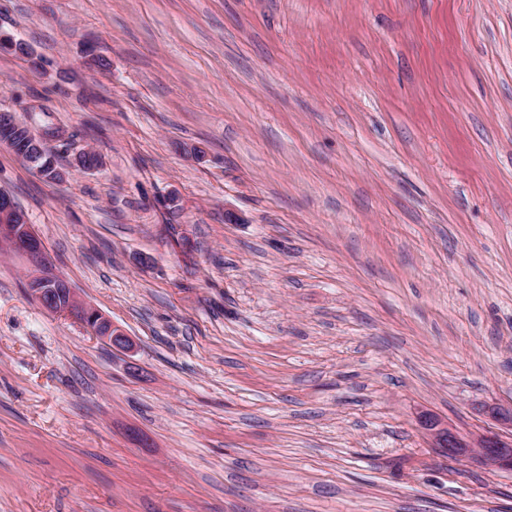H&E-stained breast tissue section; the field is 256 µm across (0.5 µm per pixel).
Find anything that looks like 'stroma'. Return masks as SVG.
<instances>
[{
    "label": "stroma",
    "instance_id": "35a3bbf8",
    "mask_svg": "<svg viewBox=\"0 0 512 512\" xmlns=\"http://www.w3.org/2000/svg\"><path fill=\"white\" fill-rule=\"evenodd\" d=\"M0 512H512V0H0ZM105 66L93 63V56ZM85 152L97 169L79 167ZM33 140V145L41 149V146H47V142L44 138L36 137L31 131L29 126L19 120L15 113H4L3 117H0V144L7 145L16 155H18L19 143H24L27 139ZM22 141V142H20ZM22 158L30 167L35 169L40 175L44 176V172H50L56 170L54 164V154L50 148H47L43 155L38 158V166H42L43 171L40 168L35 167L33 160L29 159L28 154L19 153L18 155ZM0 239L8 241L28 261V290L44 309L74 318L85 325L96 339L113 348H130V340L122 329L98 310L75 298L66 279L56 271L50 255L33 231L25 213L5 193H0ZM57 288L68 291V302L67 292L59 296L60 301L66 304L59 303L55 297ZM89 315H93L94 319L90 325L85 322ZM419 424L430 437L432 447L440 448L448 456L472 457L487 466L512 468V440L507 442L497 435L486 434L472 442L430 413L421 414Z\"/></svg>",
    "mask_w": 512,
    "mask_h": 512
}]
</instances>
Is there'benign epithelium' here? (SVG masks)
<instances>
[{
  "label": "benign epithelium",
  "instance_id": "benign-epithelium-1",
  "mask_svg": "<svg viewBox=\"0 0 512 512\" xmlns=\"http://www.w3.org/2000/svg\"><path fill=\"white\" fill-rule=\"evenodd\" d=\"M28 139L33 140V145L37 147L47 145L45 139L35 136L14 113L0 117V144L7 145L15 152L19 143ZM0 239L8 241L28 261V290L44 309L65 314L82 324L91 315L94 323L88 325V329L96 339L113 348H130V340L122 329L98 310L78 301L74 293H69L67 303H59L55 297L56 289L68 290L70 286L56 271L25 213L5 193H0ZM419 424L430 437L432 447L441 449L451 457H472L487 466L512 468V441H504L494 434L482 435L474 442L466 440L430 413L420 415Z\"/></svg>",
  "mask_w": 512,
  "mask_h": 512
}]
</instances>
